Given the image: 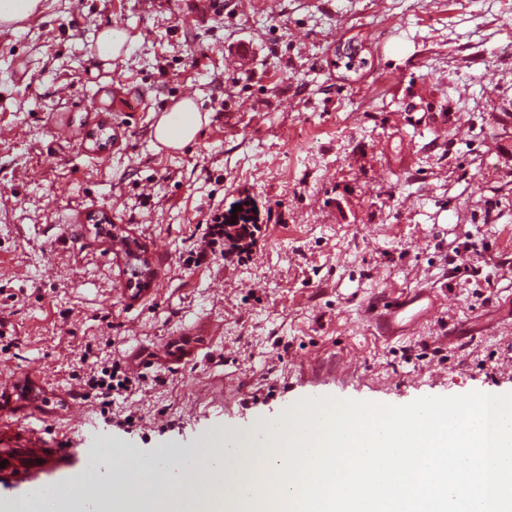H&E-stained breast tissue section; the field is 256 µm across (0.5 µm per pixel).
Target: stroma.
I'll use <instances>...</instances> for the list:
<instances>
[{"label": "stroma", "mask_w": 512, "mask_h": 512, "mask_svg": "<svg viewBox=\"0 0 512 512\" xmlns=\"http://www.w3.org/2000/svg\"><path fill=\"white\" fill-rule=\"evenodd\" d=\"M185 99L207 121L170 149L154 129ZM242 202L249 260L194 265ZM418 288L445 306L384 340L364 303ZM115 365L123 410L73 398ZM472 391L512 393V0H42L0 29V512L123 498L122 470L84 466L89 428L139 464L261 445L306 397Z\"/></svg>", "instance_id": "stroma-1"}]
</instances>
